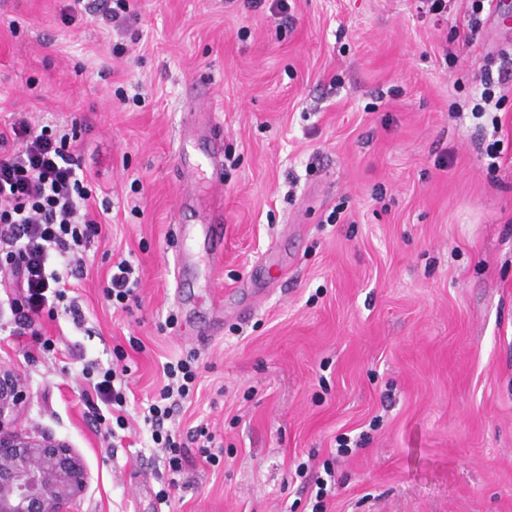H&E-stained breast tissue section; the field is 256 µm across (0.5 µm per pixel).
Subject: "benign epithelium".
Instances as JSON below:
<instances>
[{
	"mask_svg": "<svg viewBox=\"0 0 512 512\" xmlns=\"http://www.w3.org/2000/svg\"><path fill=\"white\" fill-rule=\"evenodd\" d=\"M26 379L0 364V512H77L88 475L79 455L51 434L18 429Z\"/></svg>",
	"mask_w": 512,
	"mask_h": 512,
	"instance_id": "1",
	"label": "benign epithelium"
}]
</instances>
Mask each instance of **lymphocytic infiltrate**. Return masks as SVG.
I'll return each instance as SVG.
<instances>
[{"label":"lymphocytic infiltrate","instance_id":"f902f5d3","mask_svg":"<svg viewBox=\"0 0 512 512\" xmlns=\"http://www.w3.org/2000/svg\"><path fill=\"white\" fill-rule=\"evenodd\" d=\"M497 68L479 76L480 96L471 115L482 119L497 111L506 88H512V53L498 54ZM86 119L73 116L70 129L32 126L26 119L0 130V273L20 288L9 299V320L0 332L32 333L31 315L40 308L63 311L74 327L86 321L78 297L70 296L72 280L85 273V255L102 235L92 193L75 145ZM167 384L143 411L153 442L167 456L170 474H179L187 443L162 428L176 406L186 400L197 378L194 356L167 363Z\"/></svg>","mask_w":512,"mask_h":512}]
</instances>
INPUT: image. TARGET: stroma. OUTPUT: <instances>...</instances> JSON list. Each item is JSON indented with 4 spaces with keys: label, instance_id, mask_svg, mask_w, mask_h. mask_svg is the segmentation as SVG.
Returning a JSON list of instances; mask_svg holds the SVG:
<instances>
[{
    "label": "stroma",
    "instance_id": "obj_1",
    "mask_svg": "<svg viewBox=\"0 0 512 512\" xmlns=\"http://www.w3.org/2000/svg\"><path fill=\"white\" fill-rule=\"evenodd\" d=\"M70 0H0V126L87 119L78 147L109 220L77 290L82 329L0 335L27 380L21 427L66 441L88 474L81 512H512V90L495 121L471 100L512 49L471 0L440 20L416 0H132L123 36ZM216 132L221 179L184 172ZM502 141L496 171L481 147ZM187 154H180V146ZM220 213L224 259L202 241L189 308L175 300L184 200ZM140 267L125 306L113 263ZM222 322L203 335L205 320ZM197 355L171 426L206 425L219 462L188 449L169 477L141 417L166 363ZM125 363L118 439L92 424L82 370ZM305 465V477L295 469ZM140 276L133 262L122 259L112 265L104 293L107 299L124 305L130 298H137Z\"/></svg>",
    "mask_w": 512,
    "mask_h": 512
}]
</instances>
